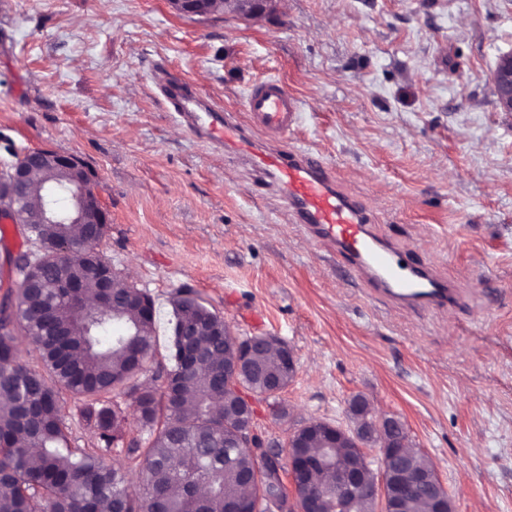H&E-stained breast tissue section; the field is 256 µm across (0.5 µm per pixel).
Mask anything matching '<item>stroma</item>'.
I'll return each mask as SVG.
<instances>
[{
  "mask_svg": "<svg viewBox=\"0 0 512 512\" xmlns=\"http://www.w3.org/2000/svg\"><path fill=\"white\" fill-rule=\"evenodd\" d=\"M508 52L512 0H279L253 21L171 0H0V166L77 157L109 225L101 251L161 314L189 288L231 336L288 344L286 416L248 398L266 445L309 421L350 428L360 395L400 420L452 512H512V112L492 78ZM160 65L237 112L253 83H284L301 105L287 145L320 152L462 303L370 294L166 109Z\"/></svg>",
  "mask_w": 512,
  "mask_h": 512,
  "instance_id": "1",
  "label": "stroma"
}]
</instances>
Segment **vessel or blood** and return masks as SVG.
Masks as SVG:
<instances>
[{"label": "vessel or blood", "instance_id": "1", "mask_svg": "<svg viewBox=\"0 0 512 512\" xmlns=\"http://www.w3.org/2000/svg\"><path fill=\"white\" fill-rule=\"evenodd\" d=\"M169 111L209 146L236 156L255 170L269 192L307 238L346 261L351 275L372 291L405 308H453L462 291L429 263L384 240L371 215L339 185L332 166L318 153L282 148L296 125L297 98L279 80L252 85L243 104L248 124L188 83L170 81L161 88Z\"/></svg>", "mask_w": 512, "mask_h": 512}]
</instances>
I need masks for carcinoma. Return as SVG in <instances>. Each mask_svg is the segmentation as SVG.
Segmentation results:
<instances>
[{
  "mask_svg": "<svg viewBox=\"0 0 512 512\" xmlns=\"http://www.w3.org/2000/svg\"><path fill=\"white\" fill-rule=\"evenodd\" d=\"M71 175L51 165L25 194L26 211L69 194ZM29 237L44 248L41 266L25 272L0 269V288L15 297L13 317L28 336L32 361L20 357L14 332L0 318V512H224V501L242 502V512H272L265 501L276 494L269 485H252L250 502L245 486L255 480L263 464L248 448L237 446L235 430L243 414L240 389L264 395L267 382L279 378L282 387L293 380L296 368L284 364L283 341L271 337L252 358L251 370L239 375V388L224 390V382L208 377L209 367L192 364L178 351L189 339L219 363L232 361L237 346L217 332L224 318L190 289L180 288L170 297L174 325L170 366H158L157 376L167 380L153 386L139 385L125 391L134 406L142 436L125 438V416L107 395L137 376L152 357L156 339L154 301L148 312L133 305L141 289L120 274L112 275L108 289L109 309L103 314L81 316L63 279L80 280L84 296L101 294L88 272L110 261L87 242L84 224H30ZM70 335H57L58 324ZM80 402L78 413L97 435L92 451L71 446L69 428L60 405L61 394ZM354 428L369 418L368 402L357 396L349 404ZM38 459L31 458V448ZM319 449L315 435L300 436L292 451L312 455ZM122 454L141 478L139 491H129L128 472L107 462ZM354 467L358 478L367 474L366 459L351 448L325 449ZM409 467L427 476L429 461L417 449L405 446ZM321 512H336V481L318 489ZM427 488L413 493L404 512H425Z\"/></svg>",
  "mask_w": 512,
  "mask_h": 512,
  "instance_id": "obj_1",
  "label": "carcinoma"
}]
</instances>
